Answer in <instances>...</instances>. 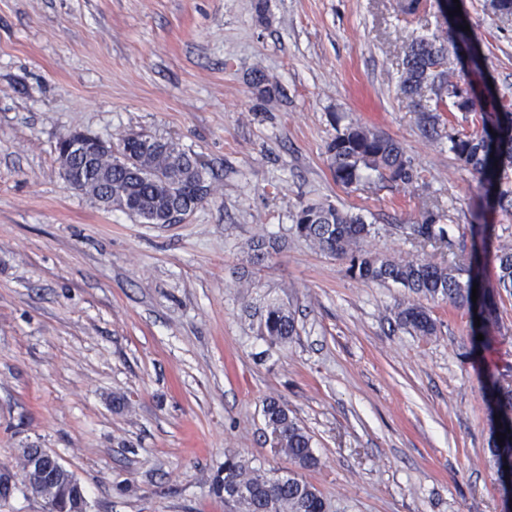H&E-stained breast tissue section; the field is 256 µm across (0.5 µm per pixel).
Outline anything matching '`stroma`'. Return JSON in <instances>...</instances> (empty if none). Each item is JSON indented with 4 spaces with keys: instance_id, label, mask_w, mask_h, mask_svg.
I'll return each instance as SVG.
<instances>
[{
    "instance_id": "35a3bbf8",
    "label": "stroma",
    "mask_w": 512,
    "mask_h": 512,
    "mask_svg": "<svg viewBox=\"0 0 512 512\" xmlns=\"http://www.w3.org/2000/svg\"><path fill=\"white\" fill-rule=\"evenodd\" d=\"M257 1L0 0V468L46 448L90 512H224L225 452L291 468L266 439L274 397L313 438L302 476L331 512H503L488 392L512 383V296L497 295L482 344L468 307L441 300L437 335L415 336L394 322L404 288L352 277L292 229L301 205L327 202L372 224L380 254L488 251L495 286L512 213L489 209L398 90L411 39L447 30L437 2L406 19L396 0H265L262 14ZM459 2L512 103V24ZM352 122L398 141L413 182L336 184L327 146ZM131 131L217 172L180 223H138L65 183L61 137ZM427 208L453 247L418 242ZM260 238L276 248L257 265ZM271 302L296 312L287 344L256 332Z\"/></svg>"
}]
</instances>
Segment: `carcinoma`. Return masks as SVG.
<instances>
[{"instance_id":"1","label":"carcinoma","mask_w":512,"mask_h":512,"mask_svg":"<svg viewBox=\"0 0 512 512\" xmlns=\"http://www.w3.org/2000/svg\"><path fill=\"white\" fill-rule=\"evenodd\" d=\"M485 8L502 21L512 20V0H485ZM400 92L414 105L426 133L436 134L443 125V108L480 112L481 129L465 131L449 127V150L463 167L481 177L493 202L512 213V104H505L491 88L476 92L448 58V48L436 36L416 37L407 46L399 84ZM109 155L96 165L84 163L82 147L67 155L72 178L84 193L105 210H119L141 224H166L173 214L192 213L213 192L216 176L207 163L182 149L173 140L131 132L107 147ZM328 162L336 182L344 187L361 178L364 170L376 173L390 186L414 179L410 160L398 141L360 124H350L327 147ZM440 214L427 210L414 225L419 243L452 245ZM298 238L320 251L349 261L350 273L364 282H392L409 294L433 301L448 300L472 305V277L464 263L439 265L424 257L395 258L373 253L363 244L374 227L360 217L330 203H308L293 216ZM497 288L512 295V246L502 245L496 254ZM397 326L418 336H434L437 325L429 310L410 300L394 313ZM258 335L272 344H286L297 335L295 312L282 303H270L260 312ZM496 428L504 442L494 443L489 454L494 466L512 457V389H497ZM268 438L276 451L301 468L317 464L312 436L275 398L263 405ZM72 472L55 474L56 492L47 501V512H82L87 501L82 484L71 480ZM224 492V505L231 512H329L322 493L298 475L268 474L236 454L224 455V464L214 477Z\"/></svg>"}]
</instances>
